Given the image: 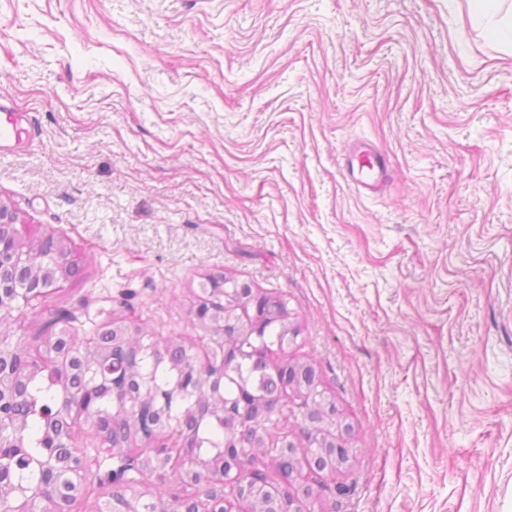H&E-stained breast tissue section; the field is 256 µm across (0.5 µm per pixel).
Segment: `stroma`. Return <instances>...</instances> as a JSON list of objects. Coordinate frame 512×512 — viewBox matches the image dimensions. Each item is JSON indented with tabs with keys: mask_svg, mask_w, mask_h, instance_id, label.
<instances>
[{
	"mask_svg": "<svg viewBox=\"0 0 512 512\" xmlns=\"http://www.w3.org/2000/svg\"><path fill=\"white\" fill-rule=\"evenodd\" d=\"M465 0H0L35 139L0 200L63 310L202 352L201 285L284 296L359 440L310 512H512V50ZM381 152L374 191L358 150Z\"/></svg>",
	"mask_w": 512,
	"mask_h": 512,
	"instance_id": "35a3bbf8",
	"label": "stroma"
}]
</instances>
